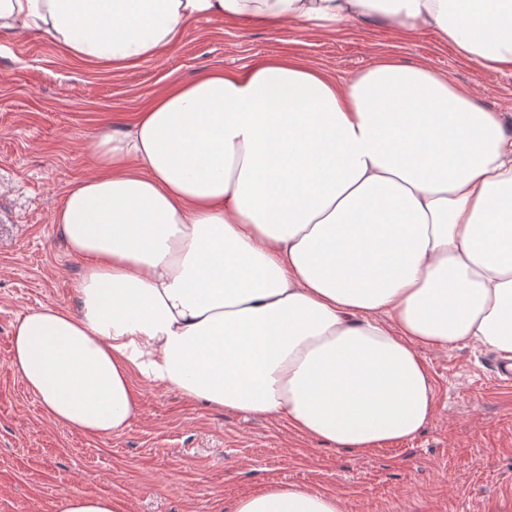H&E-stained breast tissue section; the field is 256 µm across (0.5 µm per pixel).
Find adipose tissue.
Returning <instances> with one entry per match:
<instances>
[{
    "instance_id": "ef3b65f1",
    "label": "adipose tissue",
    "mask_w": 512,
    "mask_h": 512,
    "mask_svg": "<svg viewBox=\"0 0 512 512\" xmlns=\"http://www.w3.org/2000/svg\"><path fill=\"white\" fill-rule=\"evenodd\" d=\"M373 17L512 69V0H0V35L33 30L121 68L201 18ZM89 154L54 216L84 262L77 308L12 331V366L57 423L124 432L140 377L362 454L433 418L422 349L512 360V136L427 68L388 57L345 82L285 56L216 69L129 128L102 125ZM232 512L345 510L272 484Z\"/></svg>"
}]
</instances>
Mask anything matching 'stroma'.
<instances>
[{
  "label": "stroma",
  "mask_w": 512,
  "mask_h": 512,
  "mask_svg": "<svg viewBox=\"0 0 512 512\" xmlns=\"http://www.w3.org/2000/svg\"><path fill=\"white\" fill-rule=\"evenodd\" d=\"M292 56L339 80L390 57L476 94L512 135V69L460 59L432 32L376 18L358 28L201 19L157 58L91 67L35 32L0 36V512H56L66 492L119 499L123 512H230L269 483L340 496L345 512H512V383L482 347L426 349L435 415L415 438L357 455L283 422L184 399L135 380L140 412L119 435L89 437L52 421L11 366L16 319L76 308L83 272L53 221L92 173L86 146L125 126L176 82Z\"/></svg>",
  "instance_id": "stroma-1"
}]
</instances>
